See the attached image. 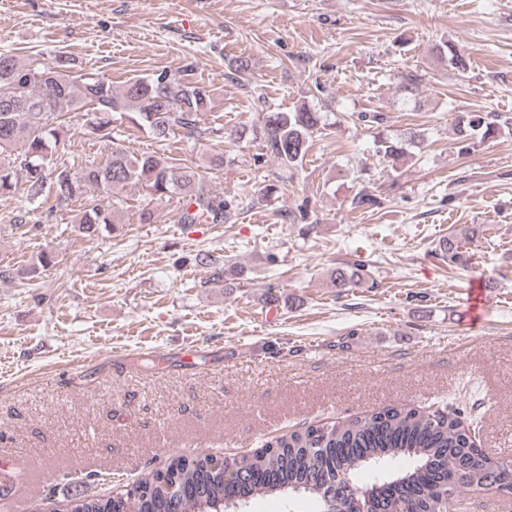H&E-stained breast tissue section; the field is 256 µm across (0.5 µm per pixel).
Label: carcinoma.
Instances as JSON below:
<instances>
[{
  "label": "carcinoma",
  "instance_id": "carcinoma-1",
  "mask_svg": "<svg viewBox=\"0 0 512 512\" xmlns=\"http://www.w3.org/2000/svg\"><path fill=\"white\" fill-rule=\"evenodd\" d=\"M448 66L468 70L460 49L451 43L436 48ZM192 64L180 76L167 71L132 78L119 91L95 72L75 69L66 56L48 63L38 58L19 61L11 53H0V195L15 190L24 180L26 200L39 203L49 197L60 204L78 200L93 190H110L132 184L153 201L177 199L182 224H224L242 202L211 191L199 167L179 162L165 153L133 155L117 143L112 127L114 115L129 127L151 134L163 142L179 136L190 142L213 141L222 129L202 124L214 106L208 87L190 79ZM81 120L83 134L111 144L105 161L80 168L53 165L54 152L67 135L60 122L65 113ZM325 116L302 104L290 112L269 110L262 121L236 130L237 139L260 140L262 155L278 161V171L265 185L264 196L278 192L293 177L306 156L312 134L325 128ZM454 129L461 142L484 140L499 129L494 112H462ZM416 135L375 140V154L382 162L406 156L407 145ZM121 207L94 205L84 209L78 231L91 236L101 226L120 223ZM441 258L462 264L459 241L454 235L442 240ZM55 263L42 253L30 266L14 273L0 270L1 278L14 274L32 278ZM361 267H338L332 282L338 293L360 285ZM411 462L405 470L386 468L396 460ZM216 456L197 453L175 456L163 470L156 471L124 491L107 498H76L67 512H116L122 500L136 499L139 512H229L238 497L275 496L295 506L300 500L313 503L317 512H330L329 490L347 480L359 484L369 474L377 496L403 506L406 512H439L443 502L453 504L462 495L495 484L512 493V468L478 448L463 421L452 413L401 406L364 411L345 423L310 425L267 441L252 454L231 460L244 471L249 487L224 482V468Z\"/></svg>",
  "mask_w": 512,
  "mask_h": 512
}]
</instances>
